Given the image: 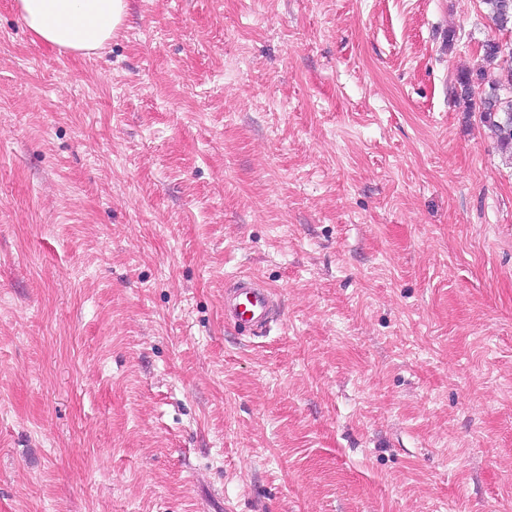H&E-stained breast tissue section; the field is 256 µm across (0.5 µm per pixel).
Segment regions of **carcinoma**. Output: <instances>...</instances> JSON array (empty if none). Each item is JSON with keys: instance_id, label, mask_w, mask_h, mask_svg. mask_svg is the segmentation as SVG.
I'll return each instance as SVG.
<instances>
[{"instance_id": "carcinoma-1", "label": "carcinoma", "mask_w": 512, "mask_h": 512, "mask_svg": "<svg viewBox=\"0 0 512 512\" xmlns=\"http://www.w3.org/2000/svg\"><path fill=\"white\" fill-rule=\"evenodd\" d=\"M488 20L500 31L512 28V0H482ZM484 66L477 71L462 70L457 74L458 99L472 108L475 88L481 86L487 71L497 72V79L479 97L480 117L491 131L498 147L512 159V96L501 91L512 90V48L496 40L481 45Z\"/></svg>"}]
</instances>
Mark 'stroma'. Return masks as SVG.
I'll return each instance as SVG.
<instances>
[{"mask_svg": "<svg viewBox=\"0 0 512 512\" xmlns=\"http://www.w3.org/2000/svg\"><path fill=\"white\" fill-rule=\"evenodd\" d=\"M489 39L481 0H128L61 53L0 0V512H512ZM276 307L275 294L253 275H238L224 289V320L249 336L266 331Z\"/></svg>", "mask_w": 512, "mask_h": 512, "instance_id": "1", "label": "stroma"}]
</instances>
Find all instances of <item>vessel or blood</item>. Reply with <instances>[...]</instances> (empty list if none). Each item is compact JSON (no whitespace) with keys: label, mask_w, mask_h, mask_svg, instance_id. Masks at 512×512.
<instances>
[{"label":"vessel or blood","mask_w":512,"mask_h":512,"mask_svg":"<svg viewBox=\"0 0 512 512\" xmlns=\"http://www.w3.org/2000/svg\"><path fill=\"white\" fill-rule=\"evenodd\" d=\"M276 307L275 294L253 275H238L224 289V319L245 334H263Z\"/></svg>","instance_id":"obj_1"}]
</instances>
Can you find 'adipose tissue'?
I'll use <instances>...</instances> for the list:
<instances>
[{"mask_svg":"<svg viewBox=\"0 0 512 512\" xmlns=\"http://www.w3.org/2000/svg\"><path fill=\"white\" fill-rule=\"evenodd\" d=\"M27 30L43 44L72 53L100 48L111 40L127 0H16Z\"/></svg>","mask_w":512,"mask_h":512,"instance_id":"adipose-tissue-1","label":"adipose tissue"}]
</instances>
